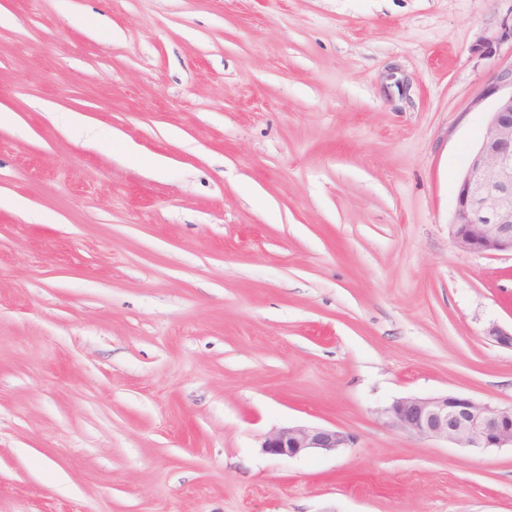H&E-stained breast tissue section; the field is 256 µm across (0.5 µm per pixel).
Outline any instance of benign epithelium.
<instances>
[{
	"instance_id": "benign-epithelium-1",
	"label": "benign epithelium",
	"mask_w": 512,
	"mask_h": 512,
	"mask_svg": "<svg viewBox=\"0 0 512 512\" xmlns=\"http://www.w3.org/2000/svg\"><path fill=\"white\" fill-rule=\"evenodd\" d=\"M487 95L494 107L456 191L449 234L464 253L512 255V69L498 72ZM386 424L457 448L487 451L512 447V405L478 402L462 394L405 396L377 410ZM351 444L348 434L323 425L283 426L262 449L297 458L334 452Z\"/></svg>"
}]
</instances>
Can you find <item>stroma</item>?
<instances>
[{"label":"stroma","instance_id":"1","mask_svg":"<svg viewBox=\"0 0 512 512\" xmlns=\"http://www.w3.org/2000/svg\"><path fill=\"white\" fill-rule=\"evenodd\" d=\"M510 18L0 0V512H512V448L377 416L512 404V349L485 334L512 328V256L448 232ZM309 424L354 442L262 452Z\"/></svg>","mask_w":512,"mask_h":512}]
</instances>
